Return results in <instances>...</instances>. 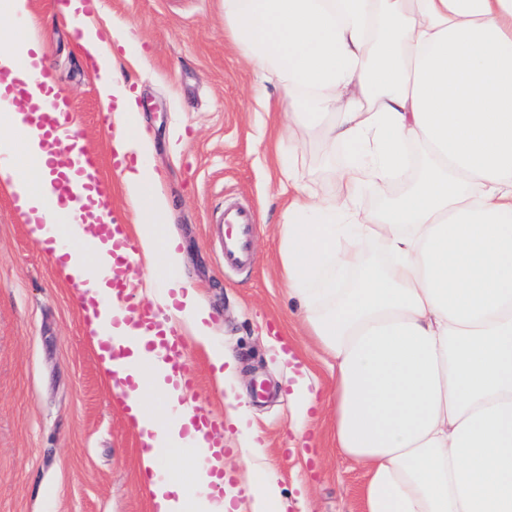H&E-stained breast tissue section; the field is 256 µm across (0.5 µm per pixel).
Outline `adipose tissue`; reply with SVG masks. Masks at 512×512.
Here are the masks:
<instances>
[{"label": "adipose tissue", "instance_id": "obj_1", "mask_svg": "<svg viewBox=\"0 0 512 512\" xmlns=\"http://www.w3.org/2000/svg\"><path fill=\"white\" fill-rule=\"evenodd\" d=\"M233 42L288 101L278 152L288 180L282 277L307 336L336 377L334 436L361 467L365 512H512V0H223ZM83 50L115 110L114 146L135 154L122 187L146 263L161 262L173 307L206 350L249 467L243 491L218 493L210 443L146 344L104 308L111 290L81 260L59 266L77 304L99 302L88 334L112 341L103 377L126 379L154 512H288L278 473L240 406L237 363L212 345L209 310L179 275L184 255L148 164L151 142L118 60L86 23ZM345 160L335 189L299 187L295 130ZM42 247L60 249L48 178L0 168ZM385 198L365 208V190ZM189 461L192 485L167 465ZM245 503H238V494Z\"/></svg>", "mask_w": 512, "mask_h": 512}]
</instances>
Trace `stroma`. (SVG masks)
I'll use <instances>...</instances> for the list:
<instances>
[{
	"instance_id": "1",
	"label": "stroma",
	"mask_w": 512,
	"mask_h": 512,
	"mask_svg": "<svg viewBox=\"0 0 512 512\" xmlns=\"http://www.w3.org/2000/svg\"><path fill=\"white\" fill-rule=\"evenodd\" d=\"M33 27L54 86L72 103L82 142L110 169L96 71L55 0H30ZM102 28L131 29L136 63L123 74L136 96L151 164L169 199L186 256L182 277L211 312L214 346L238 361L235 386L260 433L293 512H362L363 471L331 437L335 377L304 335L280 276L281 174L274 161L286 106L232 41L222 0H102ZM257 215L255 258L225 268L211 224L225 205ZM0 188V512H152L141 443L103 381L84 318ZM287 340L318 384L321 408L297 436L291 389L273 340ZM196 398L226 419L204 349L188 343Z\"/></svg>"
}]
</instances>
